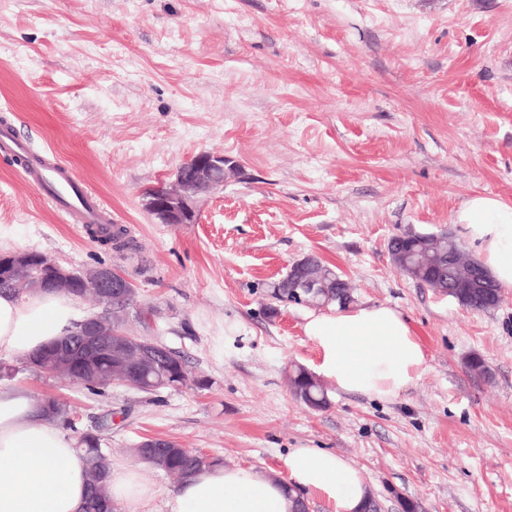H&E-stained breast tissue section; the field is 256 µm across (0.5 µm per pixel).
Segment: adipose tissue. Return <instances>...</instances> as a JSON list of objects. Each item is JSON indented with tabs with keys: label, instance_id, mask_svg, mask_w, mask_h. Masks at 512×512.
I'll return each mask as SVG.
<instances>
[{
	"label": "adipose tissue",
	"instance_id": "ef3b65f1",
	"mask_svg": "<svg viewBox=\"0 0 512 512\" xmlns=\"http://www.w3.org/2000/svg\"><path fill=\"white\" fill-rule=\"evenodd\" d=\"M456 224L499 288L512 290V201L474 194ZM80 317L76 299L49 291L20 299L0 294V358L24 357L67 336ZM304 333L316 346L315 374L337 392L381 401L414 385L427 353L408 318L386 304L334 307L308 316ZM288 477L272 480L254 466L215 465L179 483L169 512H291L289 489L324 501L330 512H359L368 493L360 469L335 452L294 448ZM87 466L73 440L45 421L35 399L0 389V512H82ZM143 465L111 466V499L120 512H143L157 495Z\"/></svg>",
	"mask_w": 512,
	"mask_h": 512
}]
</instances>
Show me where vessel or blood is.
Segmentation results:
<instances>
[{"label": "vessel or blood", "instance_id": "1", "mask_svg": "<svg viewBox=\"0 0 512 512\" xmlns=\"http://www.w3.org/2000/svg\"><path fill=\"white\" fill-rule=\"evenodd\" d=\"M0 152L24 157L29 181L46 189L50 200L69 224H108L112 214L94 197L83 192L77 179L51 152L31 151L13 129L0 134Z\"/></svg>", "mask_w": 512, "mask_h": 512}]
</instances>
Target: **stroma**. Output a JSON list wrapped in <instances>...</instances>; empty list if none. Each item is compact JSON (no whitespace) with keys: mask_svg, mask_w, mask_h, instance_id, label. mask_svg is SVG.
Here are the masks:
<instances>
[{"mask_svg":"<svg viewBox=\"0 0 512 512\" xmlns=\"http://www.w3.org/2000/svg\"><path fill=\"white\" fill-rule=\"evenodd\" d=\"M52 150L112 210L134 248L63 223L0 153V253L28 250L124 273L152 324L128 332L181 355L206 388L88 393L22 369L0 388L65 400L132 462L149 436L278 478L291 448L354 461L382 512H512V291L487 312L401 273L405 230L459 234L474 193L512 200V0H0V122ZM201 151L239 168L160 224L142 191ZM314 255L356 304L399 308L427 352L416 384L382 403L292 394L313 369L310 309L269 290ZM479 354L489 376L470 372ZM289 379L296 399L315 410L328 406L329 401L322 384L305 369L297 367L289 375Z\"/></svg>","mask_w":512,"mask_h":512,"instance_id":"stroma-1","label":"stroma"}]
</instances>
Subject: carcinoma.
Returning a JSON list of instances; mask_svg holds the SVG:
<instances>
[{
    "label": "carcinoma",
    "instance_id": "1",
    "mask_svg": "<svg viewBox=\"0 0 512 512\" xmlns=\"http://www.w3.org/2000/svg\"><path fill=\"white\" fill-rule=\"evenodd\" d=\"M92 238L103 244L112 243L114 248L126 246L124 236L126 230L114 229L110 224H100L89 229ZM454 245L446 237H442L429 246H424L418 234L405 232L396 235L389 241V251L395 265L401 267L410 278L421 284H428L435 288H446L448 284L456 281L457 269L448 265V253L452 252ZM302 273L310 274L321 280L323 287L314 292H296L288 287L289 280H281L274 285L271 298L277 303H309L315 306L336 303L340 306L352 300L353 291L349 284L341 280L335 271L321 264L318 260L310 261ZM460 300L458 304L474 311H485L495 307L501 297L498 288L491 276H486L479 288L458 289ZM291 388L296 399L308 407L320 410L328 406L329 401L322 384L308 372L298 367L289 375ZM57 426L76 434L77 447L82 451L87 461L88 495L84 512H112V502L109 490L99 494L96 489L98 479L108 481L111 465V452L102 438V432L112 426V419L103 416L92 431L82 427L79 421H62ZM218 460L199 459L182 451H175L171 456L168 474L181 480L189 477L203 467L215 465Z\"/></svg>",
    "mask_w": 512,
    "mask_h": 512
}]
</instances>
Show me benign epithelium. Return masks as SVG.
I'll use <instances>...</instances> for the list:
<instances>
[{
  "mask_svg": "<svg viewBox=\"0 0 512 512\" xmlns=\"http://www.w3.org/2000/svg\"><path fill=\"white\" fill-rule=\"evenodd\" d=\"M235 171V166L222 155L201 151L191 160L178 167L174 180L160 183L143 190L145 206L161 224H194L197 221L196 202L202 196L224 186V177ZM481 276L474 270H466L450 289L439 293L456 298L455 289L469 288L472 281ZM11 284L21 281L27 290L41 291L51 284L77 283L82 293L95 295L105 304L106 310L82 320L76 332L56 343L48 356L52 365L79 368L87 357L100 358L115 355L112 360V378L109 383H121L137 388V371L147 369L163 357L162 352L146 344L141 337L128 333L124 321L129 309L136 305L133 294L136 289L131 281L114 268L104 265L75 271L60 265L51 257L40 254L32 257L27 251L0 254V281ZM174 387L184 388L200 384L180 362L172 364ZM163 438H146L135 448L140 459L151 455L152 449L166 447Z\"/></svg>",
  "mask_w": 512,
  "mask_h": 512,
  "instance_id": "7a95c632",
  "label": "benign epithelium"
}]
</instances>
